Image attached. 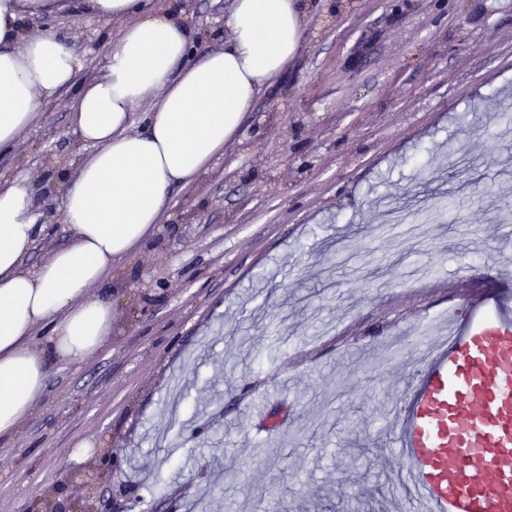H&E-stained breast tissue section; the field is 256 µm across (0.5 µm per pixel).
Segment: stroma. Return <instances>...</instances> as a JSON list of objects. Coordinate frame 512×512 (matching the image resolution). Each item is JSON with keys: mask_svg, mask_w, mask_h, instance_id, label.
<instances>
[{"mask_svg": "<svg viewBox=\"0 0 512 512\" xmlns=\"http://www.w3.org/2000/svg\"><path fill=\"white\" fill-rule=\"evenodd\" d=\"M182 10L192 62L223 47L234 0ZM300 50L265 83L201 181L174 188L158 232L99 287L112 336L50 362L45 388L0 441V512L38 491L110 512H377L403 466L383 442L453 304L512 287V0H303ZM85 82L121 25L68 11ZM60 91L14 148L0 184L33 196V267L70 240L60 179L87 148ZM469 116L461 125V116ZM441 224L390 226L442 197Z\"/></svg>", "mask_w": 512, "mask_h": 512, "instance_id": "35a3bbf8", "label": "stroma"}]
</instances>
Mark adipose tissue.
Wrapping results in <instances>:
<instances>
[{
    "mask_svg": "<svg viewBox=\"0 0 512 512\" xmlns=\"http://www.w3.org/2000/svg\"><path fill=\"white\" fill-rule=\"evenodd\" d=\"M63 0H0V151H10L42 107L77 85L75 128L91 151L69 178L60 214L68 245L34 268L33 199L0 184V439L16 432L40 397L49 359L96 352L112 334V303L90 296L113 266L156 231L174 186H192L239 134L261 85L278 77L301 43L300 0H234L222 50L186 58L189 27L148 0H80L85 14L123 22L107 63L83 84L81 58L55 31L23 34L26 15ZM149 109L134 127L133 109ZM46 337H38L41 329Z\"/></svg>",
    "mask_w": 512,
    "mask_h": 512,
    "instance_id": "ef3b65f1",
    "label": "adipose tissue"
}]
</instances>
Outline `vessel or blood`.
<instances>
[{
    "label": "vessel or blood",
    "mask_w": 512,
    "mask_h": 512,
    "mask_svg": "<svg viewBox=\"0 0 512 512\" xmlns=\"http://www.w3.org/2000/svg\"><path fill=\"white\" fill-rule=\"evenodd\" d=\"M406 394L401 512H512V300L470 306Z\"/></svg>",
    "instance_id": "1"
}]
</instances>
